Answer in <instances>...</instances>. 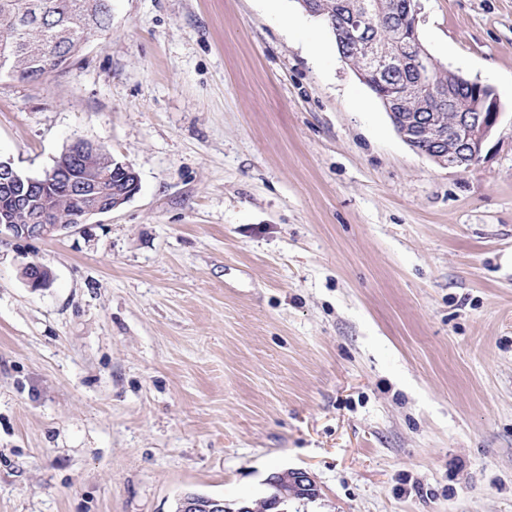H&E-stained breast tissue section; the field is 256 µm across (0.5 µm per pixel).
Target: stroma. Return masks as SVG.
Returning <instances> with one entry per match:
<instances>
[{
    "label": "stroma",
    "instance_id": "obj_1",
    "mask_svg": "<svg viewBox=\"0 0 512 512\" xmlns=\"http://www.w3.org/2000/svg\"><path fill=\"white\" fill-rule=\"evenodd\" d=\"M418 33L500 98L470 167L296 0H112L66 68L0 78L1 159L81 139L140 178L0 233V512H236L286 469L317 489L288 512H512V0H420ZM178 512H231L226 507L224 499L215 497H200L193 493L181 496L178 502Z\"/></svg>",
    "mask_w": 512,
    "mask_h": 512
}]
</instances>
